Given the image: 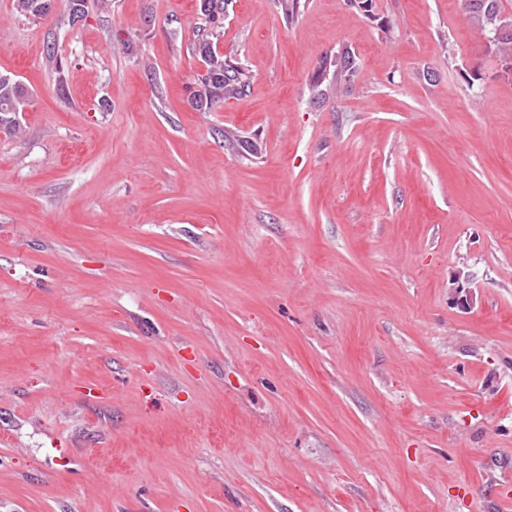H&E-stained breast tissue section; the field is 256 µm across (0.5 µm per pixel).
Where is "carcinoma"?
I'll list each match as a JSON object with an SVG mask.
<instances>
[{
  "label": "carcinoma",
  "mask_w": 512,
  "mask_h": 512,
  "mask_svg": "<svg viewBox=\"0 0 512 512\" xmlns=\"http://www.w3.org/2000/svg\"><path fill=\"white\" fill-rule=\"evenodd\" d=\"M44 0H16V11L30 19H42L50 10L41 9ZM207 4L200 9L204 24L199 29L200 38L196 52L203 64L205 75H194L190 104L198 112H212L224 100L235 98L248 87V75L243 68L227 62L218 48L224 35V4L226 0H199ZM461 9L470 22L485 37L491 38L487 47L507 58L512 55V30L495 37L504 25L512 26V8L509 0H461ZM356 56L346 51L336 64V71L347 77L356 71ZM30 104L27 90L16 76L0 73V127L14 131L17 127L15 113L25 111Z\"/></svg>",
  "instance_id": "1"
}]
</instances>
